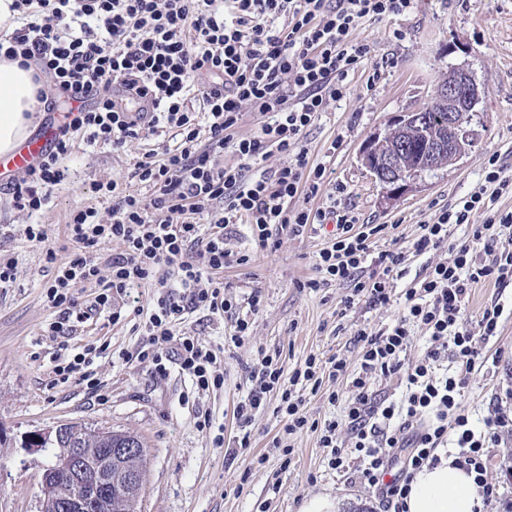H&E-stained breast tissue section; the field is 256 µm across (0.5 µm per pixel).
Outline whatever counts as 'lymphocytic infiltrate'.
Instances as JSON below:
<instances>
[{
  "instance_id": "f902f5d3",
  "label": "lymphocytic infiltrate",
  "mask_w": 512,
  "mask_h": 512,
  "mask_svg": "<svg viewBox=\"0 0 512 512\" xmlns=\"http://www.w3.org/2000/svg\"><path fill=\"white\" fill-rule=\"evenodd\" d=\"M410 5L411 0H12V11L26 22L0 34V59L35 67V80L46 83L37 95L44 111H59L61 99L79 94L89 102L65 119L39 164L10 184L18 210H41L45 187L66 179L70 132H84L88 142L116 149L161 129L174 131L176 139L162 153L147 152L136 162L134 175L144 192L120 191L114 181L104 185L114 199L109 222L92 208L71 214L68 234L83 250L62 263L47 252L57 266L47 288L52 307L63 318L76 314L84 320L89 311L76 312L70 293L75 285L98 287L90 311L110 308L130 289L150 286L149 340L136 359L151 361L157 374H166L158 344L175 342L181 372L204 392L224 385L213 368L216 353L195 337L175 335L174 328L190 309L220 316L236 309L223 273L247 265L250 257L225 248L229 226L249 225L258 247L273 250L278 234L299 236L307 226L334 224L333 242L321 250L318 275L306 280V288L333 281L348 289L344 306L362 299L389 305L403 252L379 248L384 225L359 223L352 210L336 204L308 207V200L325 191L328 178L325 167L311 163L303 139L330 103L349 94V73L369 59V45L353 40L354 30L366 20L401 15ZM199 75L208 76L207 85H195ZM120 80L147 111L134 117L115 110L112 86ZM246 106L269 118L249 136L238 131ZM228 150L237 165L223 164ZM274 151L285 163L273 173L260 172L261 161ZM511 191L512 177L499 155L490 154L481 182L423 224L414 251L445 249L451 258L407 291V313L391 328L357 331L359 369L351 376L342 419L309 421L299 389H317L323 378L348 374L343 358L324 362L312 355L289 373L269 355L253 364L257 386L234 409L243 432L228 442L231 457L251 448L246 428L274 397L284 432L319 431L330 467L373 488L385 512H406L414 473L437 463L436 450L452 427L458 430V464L475 473L486 499L496 498L498 490L485 473L488 450L498 444L506 417L494 412L485 433L475 435L460 401L469 374L483 365L485 347L499 332L502 310L487 306L468 325L459 318L473 285L512 284V210L496 206ZM175 214L180 222H172ZM453 224L470 225L471 237L450 241ZM106 241L119 242L120 251L97 257L96 248ZM481 253L486 261H478ZM367 262L374 271L365 272ZM414 326L425 331L430 347L421 360L408 364L402 355ZM448 354L459 371L437 376ZM393 376L405 379L408 389L399 405L378 400L371 387L372 378ZM392 467L396 479L384 482L383 473Z\"/></svg>"
}]
</instances>
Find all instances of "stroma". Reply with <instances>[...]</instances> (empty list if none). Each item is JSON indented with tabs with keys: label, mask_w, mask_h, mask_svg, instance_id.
<instances>
[{
	"label": "stroma",
	"mask_w": 512,
	"mask_h": 512,
	"mask_svg": "<svg viewBox=\"0 0 512 512\" xmlns=\"http://www.w3.org/2000/svg\"><path fill=\"white\" fill-rule=\"evenodd\" d=\"M354 37L370 45V58L349 74L350 95L331 103L307 129L305 144L311 162L326 166L330 179L346 187V202L361 222L385 225L382 244L397 240L405 254L403 275L394 282L398 301L374 307L360 300L345 309L347 291L336 283L316 291L301 288V281L317 275L315 261L331 243L330 228L280 235L276 250L265 251L255 245L248 225L231 226L225 248L250 257L247 265L224 271L237 314H246L252 291L265 298L250 339L232 346L231 319L202 310L187 313L176 327L177 334L219 350L223 388L199 393L177 366L162 376L151 362L129 361L147 340L144 320L132 309L147 305L150 289L132 290L128 302L114 300L113 309L121 313L116 321L106 312L82 323L60 321L46 296L56 274L46 251H55L56 262H62L80 249L67 233L70 213L93 207L109 220L112 198L99 185L115 181L127 192H142L134 165L147 150L171 144V132L134 140L121 150L76 139L69 182L52 188L44 208L31 215L17 210L0 186V253L16 263L15 282L0 288V512H41L40 483L55 451L27 447L25 437L64 426L139 436L148 450L139 512H300L304 498L318 493L344 497L349 512H384L372 489L331 469L317 433H283L275 401L249 426L248 458H227L213 443L217 435L238 434L233 408L251 388L250 367L259 353L278 357L289 371L311 354L323 360L337 355L356 369V331L389 328L405 311L401 296L428 268L450 258L445 251L414 252L422 224L481 180L488 154L497 153L512 173V0H413L391 20L363 22ZM457 67L468 70L484 92L466 116L474 135L468 153L424 172L404 194L388 198L362 166L360 150L374 136L391 132L400 115L430 102ZM30 223L44 225L43 243L26 239ZM494 302L503 309L500 331L486 346L484 366L470 374L462 401L477 431L496 409L512 411V285L473 286L460 321L471 323ZM56 321L62 329L54 334L49 327ZM81 355L91 384L56 380V366ZM204 415L211 429L199 428ZM500 437L486 474L500 496L485 512H507L512 505V425ZM258 456L263 464H255Z\"/></svg>",
	"instance_id": "35a3bbf8"
}]
</instances>
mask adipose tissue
<instances>
[{"instance_id":"obj_1","label":"adipose tissue","mask_w":512,"mask_h":512,"mask_svg":"<svg viewBox=\"0 0 512 512\" xmlns=\"http://www.w3.org/2000/svg\"><path fill=\"white\" fill-rule=\"evenodd\" d=\"M37 89L32 70L0 59V157L11 154L31 134ZM484 506L481 485L452 455L416 472L406 499V512H482Z\"/></svg>"}]
</instances>
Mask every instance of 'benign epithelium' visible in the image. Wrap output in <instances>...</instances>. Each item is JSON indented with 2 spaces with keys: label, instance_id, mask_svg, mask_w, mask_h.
I'll list each match as a JSON object with an SVG mask.
<instances>
[{
  "label": "benign epithelium",
  "instance_id": "benign-epithelium-1",
  "mask_svg": "<svg viewBox=\"0 0 512 512\" xmlns=\"http://www.w3.org/2000/svg\"><path fill=\"white\" fill-rule=\"evenodd\" d=\"M482 90L471 76L457 69L440 85L431 106L448 114L445 129L437 131L428 125V109L421 107L406 112L397 121L396 138L390 149L367 142L360 151L362 165L389 192L398 195L411 187L417 175L425 170L460 158L469 148L473 134L467 129L465 115L479 103ZM419 138L424 151L421 158L409 153V141ZM56 440L65 445L62 454L45 469L40 493L55 503L56 512H98L105 506L106 488L112 483L113 448L104 453H91L80 439L66 438L56 431Z\"/></svg>",
  "mask_w": 512,
  "mask_h": 512
}]
</instances>
